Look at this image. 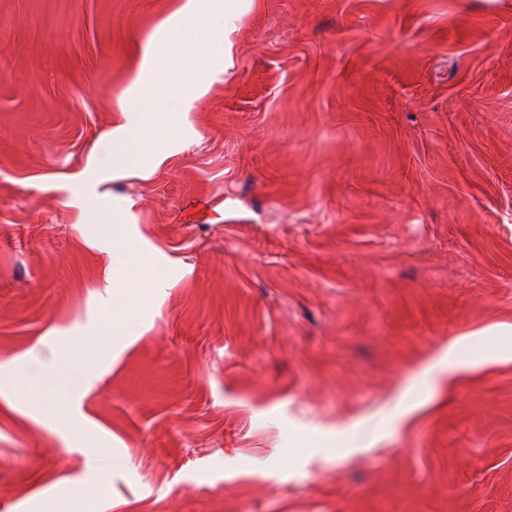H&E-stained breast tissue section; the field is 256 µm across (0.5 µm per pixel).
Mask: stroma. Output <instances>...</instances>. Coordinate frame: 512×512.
Returning <instances> with one entry per match:
<instances>
[{
  "mask_svg": "<svg viewBox=\"0 0 512 512\" xmlns=\"http://www.w3.org/2000/svg\"><path fill=\"white\" fill-rule=\"evenodd\" d=\"M182 0H0V375L153 304L74 416L93 512H512V0H254L185 144L102 177ZM0 393V512L85 476ZM323 445L295 451L296 437ZM116 276H120V286L132 298L131 315H139L140 311L147 306L152 298L150 291L153 275L148 267L136 262L130 263L123 255L116 257ZM130 263V265H129ZM129 265V266H128ZM458 348L459 344H454L448 348L443 349L423 366L422 374L434 383L438 382L447 374L449 378L461 368L475 367L486 362L495 355L511 352V350H508L507 348L501 349L499 351L496 349L494 351H488L483 357L463 362L458 358Z\"/></svg>",
  "mask_w": 512,
  "mask_h": 512,
  "instance_id": "1",
  "label": "stroma"
}]
</instances>
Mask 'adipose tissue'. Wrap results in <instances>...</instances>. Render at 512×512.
<instances>
[{"label":"adipose tissue","mask_w":512,"mask_h":512,"mask_svg":"<svg viewBox=\"0 0 512 512\" xmlns=\"http://www.w3.org/2000/svg\"><path fill=\"white\" fill-rule=\"evenodd\" d=\"M117 267L120 285L132 299V311L140 313L152 298L153 275L148 267L129 262L122 256L117 259ZM119 339V334L102 332L84 337V348L76 356L54 348H34L27 353L25 363L34 368V378L42 395L52 406L58 393L77 395L85 384L98 377L111 359ZM62 428L74 443L87 447L90 470L87 478L67 483L52 492L48 512H86L93 500L94 490L105 486L110 479V468L101 463L110 450L103 442L90 440L88 430L81 421L65 420Z\"/></svg>","instance_id":"1"}]
</instances>
